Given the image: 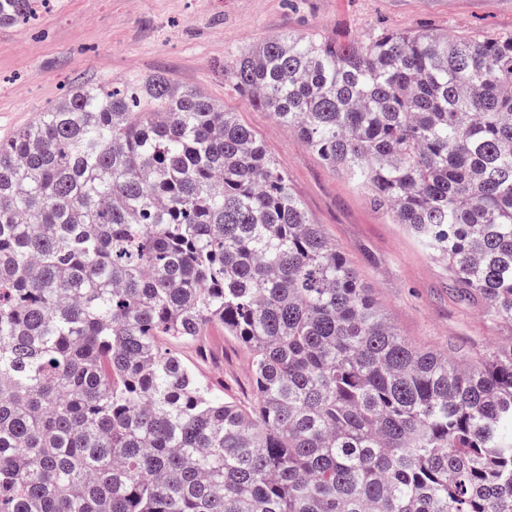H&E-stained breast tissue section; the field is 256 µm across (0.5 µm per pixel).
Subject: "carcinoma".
I'll use <instances>...</instances> for the list:
<instances>
[{"mask_svg": "<svg viewBox=\"0 0 512 512\" xmlns=\"http://www.w3.org/2000/svg\"><path fill=\"white\" fill-rule=\"evenodd\" d=\"M224 76L512 328V33H290ZM212 323L249 407L159 345ZM0 512H512V342H406L202 91L78 86L0 142Z\"/></svg>", "mask_w": 512, "mask_h": 512, "instance_id": "cac0c4a2", "label": "carcinoma"}]
</instances>
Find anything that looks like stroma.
<instances>
[{
    "mask_svg": "<svg viewBox=\"0 0 512 512\" xmlns=\"http://www.w3.org/2000/svg\"><path fill=\"white\" fill-rule=\"evenodd\" d=\"M512 32V0H53L30 24L0 27V141L74 86L161 74L200 90L252 129L287 172L313 223L350 260L410 345L478 365L511 331L463 300L445 263L225 78L246 47L291 32L367 40L380 31ZM225 399L254 401L253 354L208 327L192 342L161 338Z\"/></svg>",
    "mask_w": 512,
    "mask_h": 512,
    "instance_id": "stroma-1",
    "label": "stroma"
}]
</instances>
